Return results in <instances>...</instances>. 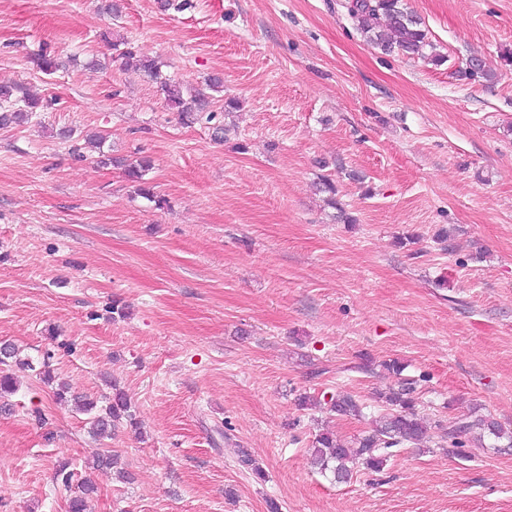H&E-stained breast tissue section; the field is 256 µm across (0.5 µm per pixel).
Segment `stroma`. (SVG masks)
I'll use <instances>...</instances> for the list:
<instances>
[{
  "instance_id": "1",
  "label": "stroma",
  "mask_w": 512,
  "mask_h": 512,
  "mask_svg": "<svg viewBox=\"0 0 512 512\" xmlns=\"http://www.w3.org/2000/svg\"><path fill=\"white\" fill-rule=\"evenodd\" d=\"M404 2L441 63L373 47L347 0H0V83L53 102L0 129V344L51 354L72 391L122 389L137 421L95 441L13 367L0 512H67L62 461L95 480L91 512H512V447L431 438L346 483L310 463L320 428L368 423L301 396L379 406L391 360L422 377L420 415L512 432V0ZM120 39L207 96L224 142ZM62 128L101 133V153L75 159ZM103 154L149 159L164 209ZM101 446L131 482L92 469ZM308 404L314 407L326 408L339 416L365 417L364 408L366 407L359 403L352 395L344 391L336 390V392H324L322 397H314L312 399H310L309 396H304L301 405Z\"/></svg>"
}]
</instances>
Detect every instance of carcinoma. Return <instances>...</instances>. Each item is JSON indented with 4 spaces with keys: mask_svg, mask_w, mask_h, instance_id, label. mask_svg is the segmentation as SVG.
I'll return each instance as SVG.
<instances>
[{
    "mask_svg": "<svg viewBox=\"0 0 512 512\" xmlns=\"http://www.w3.org/2000/svg\"><path fill=\"white\" fill-rule=\"evenodd\" d=\"M347 9L361 34L381 51L436 63L441 61L439 55L426 52L432 47L427 32L421 19L409 10L403 0H348ZM120 56L127 60L137 59V66L156 81L167 104L177 109L182 118L192 123L207 124L215 120L216 114L208 111L204 97L194 95L184 99L180 83L163 76L155 61L136 58L134 46L126 44ZM35 60L38 69L47 75L55 73L59 67L55 56L44 48ZM43 107L42 101L29 95L24 85H0V127L27 124ZM149 167L146 160L129 163L125 165V173L131 181L139 183L138 192L161 209L165 200L157 197L143 182ZM11 361L19 362L18 352L9 344L1 345L0 393L15 390L13 377L7 371ZM418 386L419 381L415 378H401L397 388L380 395L385 409L372 417L370 429L350 441L338 439L327 429L316 435L312 449L313 465L324 474L330 473L336 481L346 482L357 467L372 472L383 470L391 459L404 449L430 438L432 432L436 434L439 447L454 448L460 454L472 443L484 444L487 438L505 439L508 447H512V433L504 431L490 416L475 411L446 425L424 420L416 412ZM57 397L72 402L76 411L89 415V433L95 438L111 435L114 423L122 418L134 423L131 403L125 392L117 387L113 388L112 396L106 398L104 406L86 395L70 393L65 386L57 390ZM302 404L322 407L339 416L365 417L363 404L344 391L325 392L314 398L305 396ZM95 464L99 469L116 471L118 477L126 482L131 480L130 473L120 467L119 455L110 450L98 452ZM96 493V484L89 478L83 479L78 485V492L68 499V512H88L89 500Z\"/></svg>",
    "mask_w": 512,
    "mask_h": 512,
    "instance_id": "cac0c4a2",
    "label": "carcinoma"
}]
</instances>
